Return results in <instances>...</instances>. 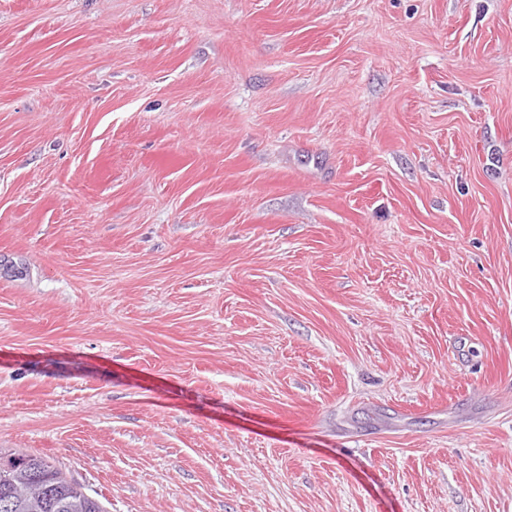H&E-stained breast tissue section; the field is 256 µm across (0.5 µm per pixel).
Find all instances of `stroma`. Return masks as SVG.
Here are the masks:
<instances>
[{"label":"stroma","mask_w":512,"mask_h":512,"mask_svg":"<svg viewBox=\"0 0 512 512\" xmlns=\"http://www.w3.org/2000/svg\"><path fill=\"white\" fill-rule=\"evenodd\" d=\"M0 448L512 512V0H0Z\"/></svg>","instance_id":"obj_1"}]
</instances>
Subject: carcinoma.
<instances>
[{
  "mask_svg": "<svg viewBox=\"0 0 512 512\" xmlns=\"http://www.w3.org/2000/svg\"><path fill=\"white\" fill-rule=\"evenodd\" d=\"M0 512H106L49 458L0 451Z\"/></svg>",
  "mask_w": 512,
  "mask_h": 512,
  "instance_id": "carcinoma-1",
  "label": "carcinoma"
}]
</instances>
